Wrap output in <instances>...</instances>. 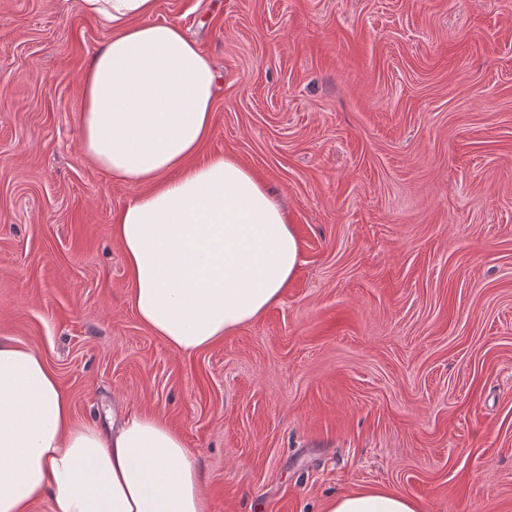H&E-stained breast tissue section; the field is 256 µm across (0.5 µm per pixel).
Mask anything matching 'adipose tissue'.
<instances>
[{
  "label": "adipose tissue",
  "mask_w": 512,
  "mask_h": 512,
  "mask_svg": "<svg viewBox=\"0 0 512 512\" xmlns=\"http://www.w3.org/2000/svg\"><path fill=\"white\" fill-rule=\"evenodd\" d=\"M112 36L83 76L81 147L113 179L144 185L113 233L140 322L192 354L278 302L301 262L294 229L265 184L229 155L191 164L211 134L219 80L181 27L155 23L156 0H83ZM177 178H170V171ZM211 512L181 433L155 414L76 422L39 353L0 340V512ZM324 512H422L368 487Z\"/></svg>",
  "instance_id": "obj_1"
}]
</instances>
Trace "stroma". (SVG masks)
I'll list each match as a JSON object with an SVG mask.
<instances>
[{"mask_svg":"<svg viewBox=\"0 0 512 512\" xmlns=\"http://www.w3.org/2000/svg\"><path fill=\"white\" fill-rule=\"evenodd\" d=\"M221 76L195 157L286 210L281 300L174 352L112 235L144 186L85 157L82 0H0V340L77 420L156 413L212 512H323L364 487L423 512H512V0H157Z\"/></svg>","mask_w":512,"mask_h":512,"instance_id":"stroma-1","label":"stroma"}]
</instances>
